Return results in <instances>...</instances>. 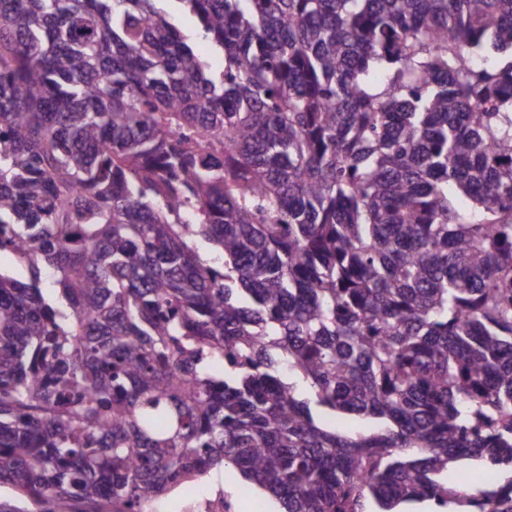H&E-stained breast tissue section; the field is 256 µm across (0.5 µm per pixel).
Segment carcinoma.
I'll return each mask as SVG.
<instances>
[{
	"instance_id": "cac0c4a2",
	"label": "carcinoma",
	"mask_w": 512,
	"mask_h": 512,
	"mask_svg": "<svg viewBox=\"0 0 512 512\" xmlns=\"http://www.w3.org/2000/svg\"><path fill=\"white\" fill-rule=\"evenodd\" d=\"M4 253L0 512H512V0H0ZM236 479L232 482L230 490L225 491L222 486V471L213 470L207 476L194 482V487L189 491L180 487L167 495L153 501V512H206L205 504L208 501L228 500L234 512H253V501L260 500L264 503V512H278L277 502L265 491L256 485L241 478L237 470L232 466ZM214 477L218 480L214 481Z\"/></svg>"
}]
</instances>
